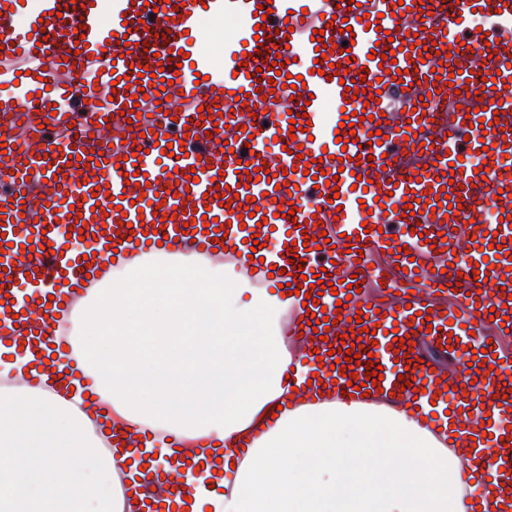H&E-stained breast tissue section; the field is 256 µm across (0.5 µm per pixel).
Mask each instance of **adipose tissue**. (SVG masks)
Listing matches in <instances>:
<instances>
[{
	"instance_id": "1",
	"label": "adipose tissue",
	"mask_w": 512,
	"mask_h": 512,
	"mask_svg": "<svg viewBox=\"0 0 512 512\" xmlns=\"http://www.w3.org/2000/svg\"><path fill=\"white\" fill-rule=\"evenodd\" d=\"M288 305L235 262L162 251L116 259L74 306L72 344L113 430H150L146 451L161 457L192 440L224 447L176 512H475L464 485L480 472L447 434L356 397L286 399ZM82 393L66 381L0 394V512H132L112 485L135 481L134 453L105 450Z\"/></svg>"
}]
</instances>
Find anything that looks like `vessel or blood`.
Returning a JSON list of instances; mask_svg holds the SVG:
<instances>
[{
  "label": "vessel or blood",
  "instance_id": "b4317fda",
  "mask_svg": "<svg viewBox=\"0 0 512 512\" xmlns=\"http://www.w3.org/2000/svg\"><path fill=\"white\" fill-rule=\"evenodd\" d=\"M268 5L258 21V5ZM103 15L101 0H0V121L21 123L26 134L19 159L0 172V342L25 346L45 363L40 384L52 367L47 360L63 353V342L47 339L48 319L69 314L73 297L86 292V275H97L115 249L147 254L152 244L175 251L190 246L210 255L217 245L233 250L239 262L269 272L275 283L299 274L327 270L335 289H323L318 301L292 295L296 317L326 313L332 323L325 336L304 326L305 350L294 357L285 384L299 395L313 389L299 365L324 384L341 391L356 363L335 370V349L342 342L361 344V356L382 368L384 392L410 404L417 418L434 405L452 403L448 420L471 460L482 462L492 489L487 506L512 512V455L498 458L490 448L512 439V363L485 357L490 331L512 329V0H111ZM233 15L246 20L245 62L227 49L215 64L199 51L209 41L203 17ZM333 44L326 63L363 79L345 112L362 111L366 120L342 125L344 114L326 120L329 97H341L339 78L315 71L313 30ZM480 42L479 58L467 46ZM443 54L442 64H418L425 47ZM393 50L394 62H378ZM186 52L180 69L160 70L158 61ZM285 60L283 74L273 75V61ZM27 64L17 74L16 62ZM149 75L139 76L138 66ZM403 70L394 80L390 67ZM260 68L259 77L248 69ZM481 70L482 81L466 73ZM301 73L304 95L287 87V77ZM438 82H430V75ZM456 88L458 107L449 125L432 128L430 116L415 111L420 94ZM145 98H138V91ZM165 92L171 119L143 123L149 98ZM247 104H239V97ZM87 100V107L67 109L66 101ZM233 110L215 113V106ZM494 123L482 133L476 121ZM381 131L382 143L369 135ZM416 136L415 161L408 162L394 142ZM347 146H340V139ZM183 146L185 154L171 156ZM230 154H222V147ZM146 153L132 161L138 148ZM103 157L86 166L88 158ZM485 161L487 174L475 173L473 159ZM267 167L284 174L274 188L248 181L246 167ZM143 172L146 183H126V175ZM197 182H189L190 174ZM366 179V189L356 186ZM445 191L448 205H437ZM255 200V215L233 205L234 196ZM292 199L294 217L277 218L278 201ZM413 214H406V207ZM506 219L486 221L487 210ZM131 238L119 241L120 224ZM226 225L223 243L211 231ZM81 230L86 243L69 244L70 229ZM328 243L317 244L320 235ZM263 247L252 251L250 237ZM503 254H496V247ZM386 252L403 266L389 281L391 299L369 297L368 287L381 281L384 266L372 256ZM304 256V264L289 260ZM498 258L490 266L489 258ZM354 279L358 292L347 289ZM423 290L412 291L415 281ZM346 308H337V301ZM430 316H423V308ZM367 312L365 332L351 330L357 311ZM413 345L410 355L397 352V339ZM450 352L458 362L450 370L437 365L431 351ZM418 357L408 366V356ZM306 370V371H307ZM410 380L402 388V380ZM200 459L181 453L167 468H144L153 482L165 481L180 468L199 467Z\"/></svg>",
  "mask_w": 512,
  "mask_h": 512
}]
</instances>
